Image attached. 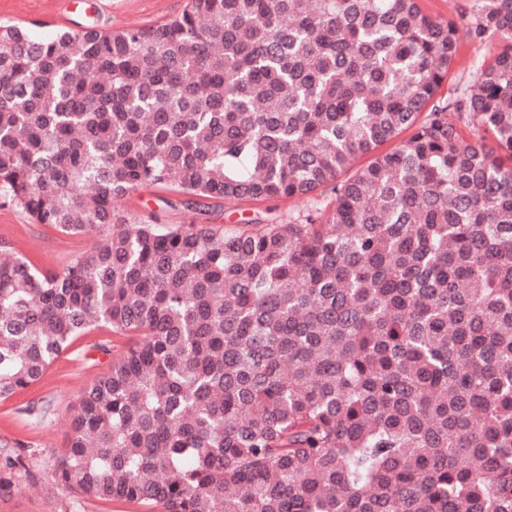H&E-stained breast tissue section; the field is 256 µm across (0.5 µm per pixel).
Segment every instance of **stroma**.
<instances>
[{"label":"stroma","mask_w":512,"mask_h":512,"mask_svg":"<svg viewBox=\"0 0 512 512\" xmlns=\"http://www.w3.org/2000/svg\"><path fill=\"white\" fill-rule=\"evenodd\" d=\"M185 4L186 0H81L75 6L70 0H0V23L24 26L29 19H40V26L32 30L38 37L60 29L79 32L94 27L109 31L156 24L179 13ZM301 207L294 198L238 203L212 199L198 211L185 208L180 195L160 187L140 189L122 203L124 211L140 219L155 215L168 224H221L228 229L246 221L285 216ZM97 238L94 231L64 235L34 223L21 209L0 206V243H10L48 271L61 270ZM112 340L111 331L105 328L83 333L37 384L0 402V444L11 447L22 443L25 463L14 478L12 492L0 495V512H119L118 504L80 499L61 487L48 495L37 488L38 481L48 479L53 459L67 447L82 390L110 369L113 355L105 347ZM34 401L48 404L45 417L35 419L26 414L27 404Z\"/></svg>","instance_id":"35a3bbf8"}]
</instances>
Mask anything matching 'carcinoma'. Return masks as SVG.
Here are the masks:
<instances>
[{
  "label": "carcinoma",
  "instance_id": "cac0c4a2",
  "mask_svg": "<svg viewBox=\"0 0 512 512\" xmlns=\"http://www.w3.org/2000/svg\"><path fill=\"white\" fill-rule=\"evenodd\" d=\"M467 16L187 0L117 31L0 24V203L101 236L54 272L0 245V400L87 330L127 340L54 484L146 512H512V0ZM465 38L485 53L446 97ZM148 186L305 208L125 215ZM22 467L0 455V493Z\"/></svg>",
  "mask_w": 512,
  "mask_h": 512
}]
</instances>
